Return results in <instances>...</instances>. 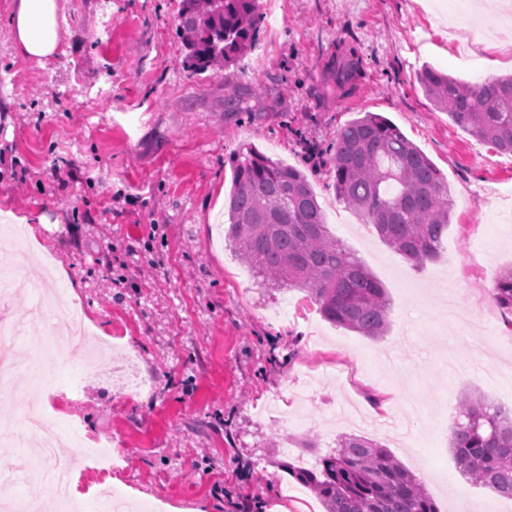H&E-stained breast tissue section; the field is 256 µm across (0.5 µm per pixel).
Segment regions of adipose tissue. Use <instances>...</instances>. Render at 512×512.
<instances>
[{
	"label": "adipose tissue",
	"mask_w": 512,
	"mask_h": 512,
	"mask_svg": "<svg viewBox=\"0 0 512 512\" xmlns=\"http://www.w3.org/2000/svg\"><path fill=\"white\" fill-rule=\"evenodd\" d=\"M58 0H14L11 33L28 58L42 60L58 48Z\"/></svg>",
	"instance_id": "adipose-tissue-1"
}]
</instances>
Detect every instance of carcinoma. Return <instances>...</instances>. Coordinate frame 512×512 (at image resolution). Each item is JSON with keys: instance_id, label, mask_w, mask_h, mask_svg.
I'll return each instance as SVG.
<instances>
[{"instance_id": "carcinoma-1", "label": "carcinoma", "mask_w": 512, "mask_h": 512, "mask_svg": "<svg viewBox=\"0 0 512 512\" xmlns=\"http://www.w3.org/2000/svg\"><path fill=\"white\" fill-rule=\"evenodd\" d=\"M264 16L259 0H180L178 30L189 67H229L254 50ZM336 90L357 72L354 56L333 55ZM434 106L498 150L512 154V75L463 83L434 68L419 77ZM326 166L336 199L360 214L415 266L435 258L452 199L430 158L386 117L365 112L336 134ZM227 239L239 259L278 290L308 293L329 322L378 337L389 327L385 288L327 230L312 183L301 170L250 147L231 161ZM491 295L512 317V267ZM450 448L468 480L512 498V416L464 396ZM282 467L309 487L324 512H438L418 477L385 445L344 435L308 469Z\"/></svg>"}]
</instances>
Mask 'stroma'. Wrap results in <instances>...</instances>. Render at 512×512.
I'll list each match as a JSON object with an SVG mask.
<instances>
[{"label":"stroma","instance_id":"35a3bbf8","mask_svg":"<svg viewBox=\"0 0 512 512\" xmlns=\"http://www.w3.org/2000/svg\"><path fill=\"white\" fill-rule=\"evenodd\" d=\"M178 3L59 0L60 48L40 63L16 48L0 0V224L30 218L23 248L89 326L60 359L19 344L0 412L38 397L111 441L121 464L99 478L57 450L79 472L78 512H94L102 482L138 512H323L284 465L346 434L386 445L438 512H512L450 450L462 396L512 413V325L486 294L512 265V154L455 125L418 80L431 66L480 82L462 46L511 73L512 21L447 0H275L263 57L195 73ZM350 49L359 69L339 97L327 62ZM361 112L388 118L448 184L450 224L424 267L339 203L311 156ZM251 146L307 172L329 232L388 294L384 336L331 324L229 249V160Z\"/></svg>","mask_w":512,"mask_h":512}]
</instances>
